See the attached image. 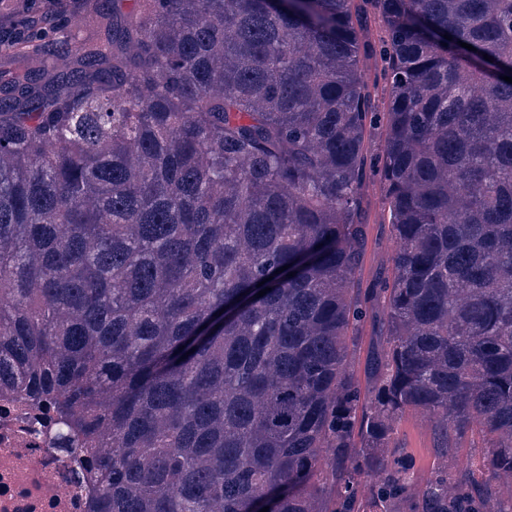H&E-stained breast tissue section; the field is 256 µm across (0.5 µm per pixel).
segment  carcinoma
Wrapping results in <instances>:
<instances>
[{
	"label": "carcinoma",
	"instance_id": "1",
	"mask_svg": "<svg viewBox=\"0 0 512 512\" xmlns=\"http://www.w3.org/2000/svg\"><path fill=\"white\" fill-rule=\"evenodd\" d=\"M0 55V387L103 512H512V0H0ZM410 410L473 463L411 481ZM368 245L357 274L358 288H374L375 276L391 263L396 241L391 234L384 192L377 178L367 180L362 193Z\"/></svg>",
	"mask_w": 512,
	"mask_h": 512
}]
</instances>
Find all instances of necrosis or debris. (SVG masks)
I'll return each instance as SVG.
<instances>
[{
  "instance_id": "4bbe7bcc",
  "label": "necrosis or debris",
  "mask_w": 512,
  "mask_h": 512,
  "mask_svg": "<svg viewBox=\"0 0 512 512\" xmlns=\"http://www.w3.org/2000/svg\"><path fill=\"white\" fill-rule=\"evenodd\" d=\"M48 402L0 393V512H92L96 460L61 448Z\"/></svg>"
}]
</instances>
